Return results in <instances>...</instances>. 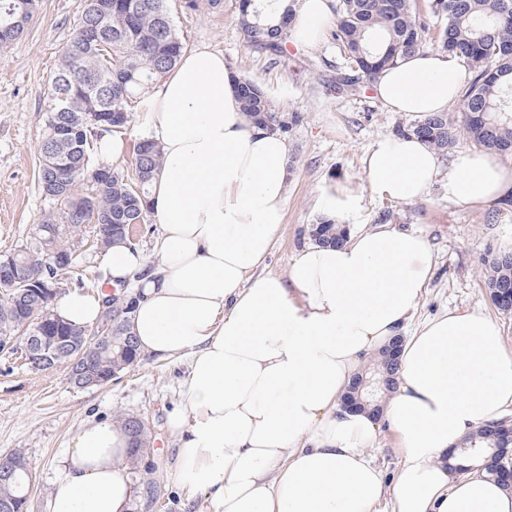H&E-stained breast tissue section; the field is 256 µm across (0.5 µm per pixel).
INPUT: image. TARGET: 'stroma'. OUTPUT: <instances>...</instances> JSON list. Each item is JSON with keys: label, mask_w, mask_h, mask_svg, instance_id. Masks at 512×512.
<instances>
[{"label": "stroma", "mask_w": 512, "mask_h": 512, "mask_svg": "<svg viewBox=\"0 0 512 512\" xmlns=\"http://www.w3.org/2000/svg\"><path fill=\"white\" fill-rule=\"evenodd\" d=\"M86 0H38L24 34L0 46V255L13 252L30 238L43 202L37 189L36 165L52 77ZM179 36L187 49L206 46L223 52L235 74L259 85L277 109L303 117L288 141L292 171L280 234L267 255L264 272L285 274L291 258L308 246L307 225L326 214L334 198L353 197L347 224H389L426 236L434 257L429 288L414 313L420 322L452 308H478L497 319L507 348L512 349V315L499 313L483 286L482 259L512 248V207L486 208L450 202L442 183L406 205L379 197L367 179L363 159L383 136L412 125L411 117L390 111L371 83L356 93L339 94L327 85L342 62L331 32L320 42L298 49L287 46L267 57L242 45L232 0L219 12L175 11ZM100 250L85 244L76 265L63 278L64 292H95ZM186 360L157 361L140 357L119 379L90 390L74 388L64 369L34 374L14 357L0 353V454L24 449L33 483L29 512H47L55 466L83 421L140 415L152 437L138 470H150L153 499L133 493L130 512H194L175 483L177 439L169 429L170 412L183 404Z\"/></svg>", "instance_id": "obj_1"}]
</instances>
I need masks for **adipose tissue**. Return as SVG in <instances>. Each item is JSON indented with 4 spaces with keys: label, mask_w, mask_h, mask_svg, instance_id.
I'll use <instances>...</instances> for the list:
<instances>
[{
    "label": "adipose tissue",
    "mask_w": 512,
    "mask_h": 512,
    "mask_svg": "<svg viewBox=\"0 0 512 512\" xmlns=\"http://www.w3.org/2000/svg\"><path fill=\"white\" fill-rule=\"evenodd\" d=\"M332 0H300L290 28L316 44ZM463 73L441 53L382 71L377 97L423 118L446 111ZM147 137L163 153L150 192L160 259L115 244L101 258V286H129L141 354L184 358L182 407L169 415L178 439L176 483L198 512H512V491L479 464L452 473L458 443L512 413V351L500 324L454 308L414 323L433 271L427 238L381 225L338 247L310 245L286 276L260 264L278 236L287 200L288 145L248 123L222 52L198 47L148 96ZM364 165L373 191L421 200L439 175L451 201L503 205L512 174L495 154L461 150L448 164L413 136L379 138ZM101 295L73 291L56 311L97 320ZM404 337L397 390L381 417L343 409L363 362ZM398 435L404 463L393 489L365 450L381 424ZM130 438L91 418L57 462L47 512H129Z\"/></svg>",
    "instance_id": "adipose-tissue-1"
}]
</instances>
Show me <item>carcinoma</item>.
<instances>
[{
    "mask_svg": "<svg viewBox=\"0 0 512 512\" xmlns=\"http://www.w3.org/2000/svg\"><path fill=\"white\" fill-rule=\"evenodd\" d=\"M170 0H87L66 52L53 79V98L45 113L39 145L38 190L44 211L29 243L12 253L24 266L31 258L45 263L42 277L62 285L63 275L73 267L84 233L92 234L98 249L115 241H127V227L145 222L149 187L163 165L161 149L143 140L135 148L132 173L112 171L108 180H72L63 171L94 167L96 144L105 132H117L131 121L132 104L170 72L184 52ZM36 0H0V34L21 36L32 16ZM239 37L258 54L277 55L284 50L292 9L271 24L252 9L254 0H235ZM188 12L221 11L224 0H181ZM428 8L445 24L435 32L418 11L417 0H338L334 38L341 45L349 72L331 78L338 91H358L359 81H373L379 73L402 58L426 51L451 55L472 74L462 94V129L480 148L498 154L512 153V120L497 119L496 112H512V0H429ZM239 99L247 122L269 127L286 135L302 120L298 112H281L266 91L249 79L238 80ZM61 127H76L71 140L54 143ZM458 130L443 114L419 120L401 134H413L441 155L457 141ZM95 203V223L77 214L86 199ZM309 236L317 245H339L348 229L332 218L321 217L310 225ZM484 286L497 310L512 313V251L504 250L483 259ZM53 293L37 294L18 289L0 294V326L11 325L18 340L45 329L54 336L80 340L92 325L77 327L54 311ZM102 304L112 307L108 342L91 361L92 372L112 381V370L131 366L139 353L131 332L129 314L132 293L118 302L107 293ZM399 358L387 345L370 360L348 386L343 404L351 403L380 415L386 398L397 388ZM131 438L129 461L135 462L150 445L149 425L138 417L120 419ZM491 448H501L499 461L512 464V418L488 425L467 436L448 468L468 470L473 460H484ZM31 473L21 470L14 480L0 484V499L10 500L16 512H25Z\"/></svg>",
    "mask_w": 512,
    "mask_h": 512,
    "instance_id": "1",
    "label": "carcinoma"
}]
</instances>
